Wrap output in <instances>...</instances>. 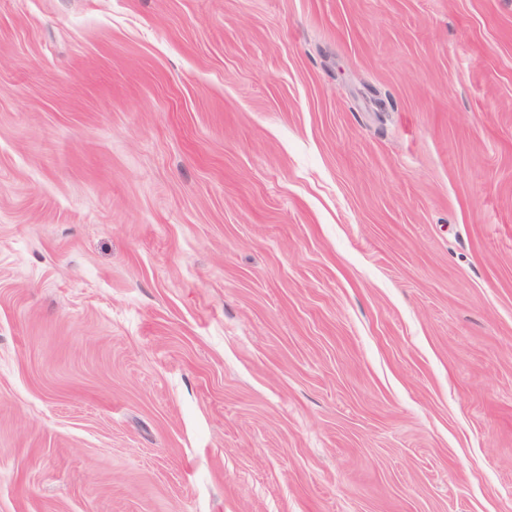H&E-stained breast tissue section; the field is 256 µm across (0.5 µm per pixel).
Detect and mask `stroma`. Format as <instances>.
<instances>
[{"instance_id": "35a3bbf8", "label": "stroma", "mask_w": 512, "mask_h": 512, "mask_svg": "<svg viewBox=\"0 0 512 512\" xmlns=\"http://www.w3.org/2000/svg\"><path fill=\"white\" fill-rule=\"evenodd\" d=\"M0 512H512V0H0Z\"/></svg>"}]
</instances>
